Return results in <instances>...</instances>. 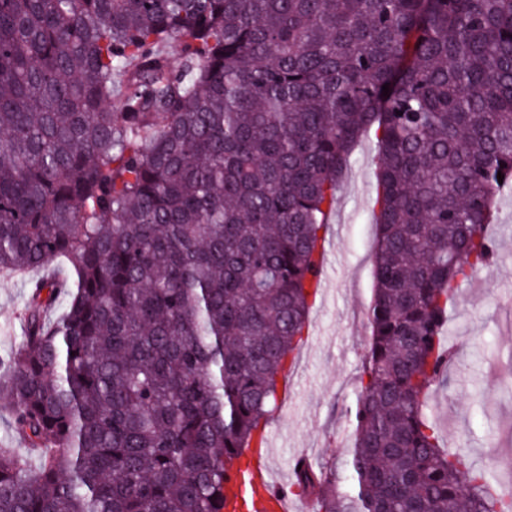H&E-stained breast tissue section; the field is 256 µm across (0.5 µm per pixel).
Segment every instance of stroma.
<instances>
[{"label":"stroma","instance_id":"35a3bbf8","mask_svg":"<svg viewBox=\"0 0 512 512\" xmlns=\"http://www.w3.org/2000/svg\"><path fill=\"white\" fill-rule=\"evenodd\" d=\"M378 148L360 138L339 182L327 236L333 241L324 268L326 286L309 313V334L288 375L292 395L271 423L278 478L293 479L302 456L325 462L340 456L352 434L348 409L362 371L367 309L374 287V216ZM500 259L465 282L450 312L449 340L457 351L448 384L429 406L443 445L465 437L472 466L488 467L499 481L512 477V192L504 191L491 228ZM26 278L0 276V356L22 336L20 312Z\"/></svg>","mask_w":512,"mask_h":512}]
</instances>
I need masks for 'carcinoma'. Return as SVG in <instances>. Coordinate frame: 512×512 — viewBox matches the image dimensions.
I'll return each instance as SVG.
<instances>
[{
  "label": "carcinoma",
  "mask_w": 512,
  "mask_h": 512,
  "mask_svg": "<svg viewBox=\"0 0 512 512\" xmlns=\"http://www.w3.org/2000/svg\"><path fill=\"white\" fill-rule=\"evenodd\" d=\"M367 132L354 431L293 486L315 512H512L428 411L448 310L497 261L512 0H0V274L66 264L0 358V418L39 455L0 447V512L237 507Z\"/></svg>",
  "instance_id": "obj_1"
}]
</instances>
